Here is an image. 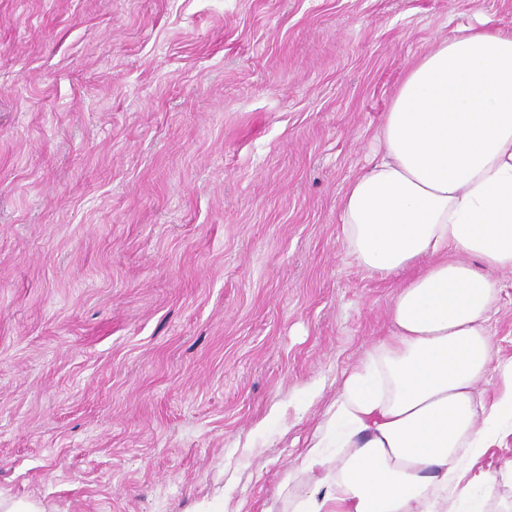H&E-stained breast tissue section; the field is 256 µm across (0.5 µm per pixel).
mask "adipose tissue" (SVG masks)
<instances>
[{"instance_id": "1", "label": "adipose tissue", "mask_w": 512, "mask_h": 512, "mask_svg": "<svg viewBox=\"0 0 512 512\" xmlns=\"http://www.w3.org/2000/svg\"><path fill=\"white\" fill-rule=\"evenodd\" d=\"M377 140L339 211L348 255L402 279L391 332L286 472L288 512H484L493 483L470 459L512 434V361L488 327L512 273V29L465 27L418 58Z\"/></svg>"}]
</instances>
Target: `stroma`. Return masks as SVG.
Returning a JSON list of instances; mask_svg holds the SVG:
<instances>
[{"mask_svg": "<svg viewBox=\"0 0 512 512\" xmlns=\"http://www.w3.org/2000/svg\"><path fill=\"white\" fill-rule=\"evenodd\" d=\"M481 21L512 0H0V498L286 512L400 285L339 198L410 65Z\"/></svg>", "mask_w": 512, "mask_h": 512, "instance_id": "1", "label": "stroma"}]
</instances>
